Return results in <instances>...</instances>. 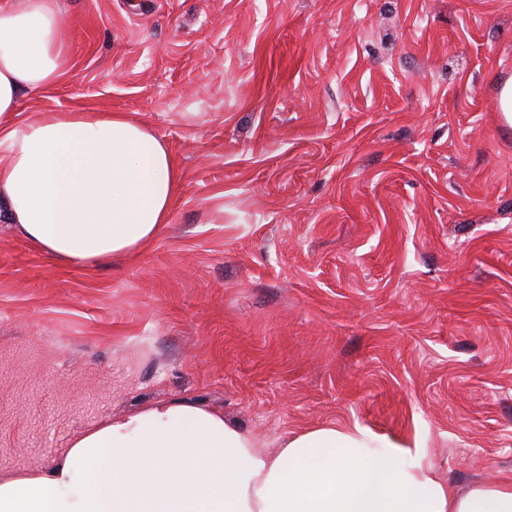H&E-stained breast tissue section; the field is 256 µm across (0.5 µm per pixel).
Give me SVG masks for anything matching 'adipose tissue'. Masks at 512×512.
<instances>
[{"instance_id":"obj_1","label":"adipose tissue","mask_w":512,"mask_h":512,"mask_svg":"<svg viewBox=\"0 0 512 512\" xmlns=\"http://www.w3.org/2000/svg\"><path fill=\"white\" fill-rule=\"evenodd\" d=\"M58 0L0 8V221L65 265L108 264L169 220L180 171L122 112L22 110L69 74ZM0 512H512V478L459 490L426 449L364 428L301 431L269 450L223 414L159 400L93 426L50 465L0 475Z\"/></svg>"}]
</instances>
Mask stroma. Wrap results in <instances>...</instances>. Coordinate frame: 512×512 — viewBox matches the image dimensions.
<instances>
[{
    "mask_svg": "<svg viewBox=\"0 0 512 512\" xmlns=\"http://www.w3.org/2000/svg\"><path fill=\"white\" fill-rule=\"evenodd\" d=\"M68 77L170 146L168 224L62 266L0 223V474L158 399L512 476V0H60Z\"/></svg>",
    "mask_w": 512,
    "mask_h": 512,
    "instance_id": "obj_1",
    "label": "stroma"
}]
</instances>
